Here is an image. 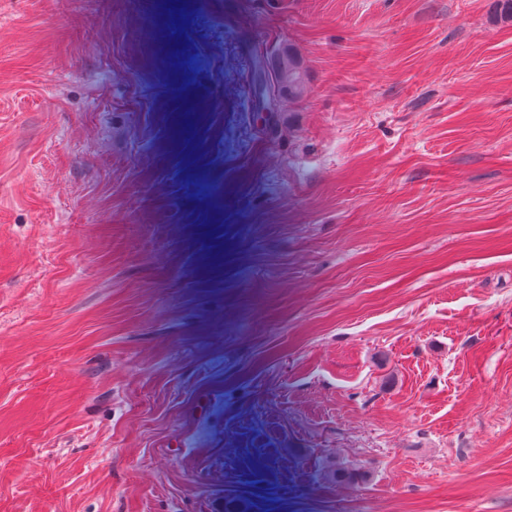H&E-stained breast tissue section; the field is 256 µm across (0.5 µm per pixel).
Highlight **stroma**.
Wrapping results in <instances>:
<instances>
[{
    "mask_svg": "<svg viewBox=\"0 0 512 512\" xmlns=\"http://www.w3.org/2000/svg\"><path fill=\"white\" fill-rule=\"evenodd\" d=\"M183 2L0 0V512H512V22ZM251 75L255 81V90L258 98H267L268 94L277 92L280 98L288 93L289 98H297L305 87V75L297 66L294 58L282 56L269 60L262 54L252 53L249 58ZM265 77V86L261 93L257 91L259 76Z\"/></svg>",
    "mask_w": 512,
    "mask_h": 512,
    "instance_id": "obj_1",
    "label": "stroma"
}]
</instances>
